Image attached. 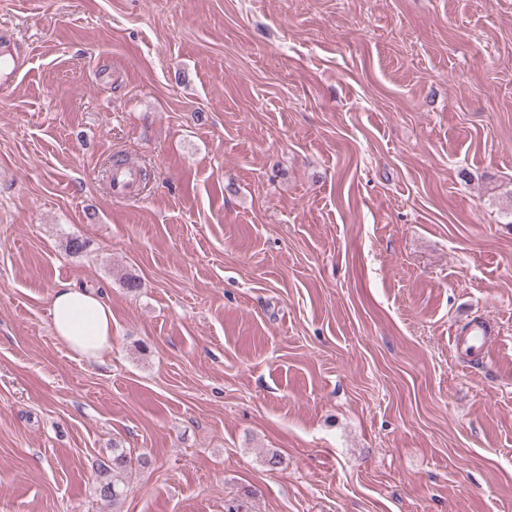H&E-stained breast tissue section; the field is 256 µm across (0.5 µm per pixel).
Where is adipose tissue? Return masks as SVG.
<instances>
[{"label": "adipose tissue", "mask_w": 512, "mask_h": 512, "mask_svg": "<svg viewBox=\"0 0 512 512\" xmlns=\"http://www.w3.org/2000/svg\"><path fill=\"white\" fill-rule=\"evenodd\" d=\"M55 336L79 358L100 361L112 347V309L95 291L64 284L51 299Z\"/></svg>", "instance_id": "ef3b65f1"}]
</instances>
